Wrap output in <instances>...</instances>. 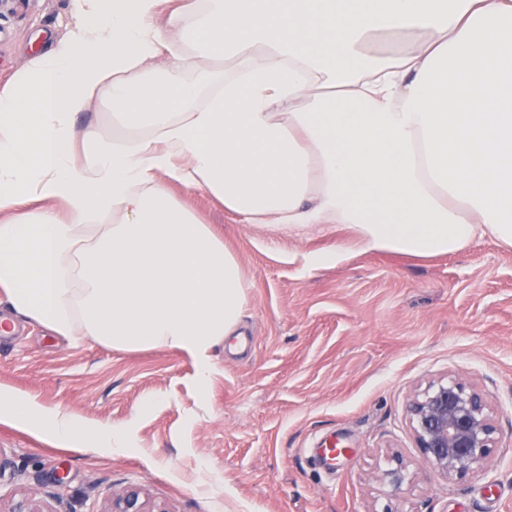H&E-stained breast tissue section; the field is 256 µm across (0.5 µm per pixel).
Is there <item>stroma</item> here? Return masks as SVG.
<instances>
[{"label": "stroma", "mask_w": 512, "mask_h": 512, "mask_svg": "<svg viewBox=\"0 0 512 512\" xmlns=\"http://www.w3.org/2000/svg\"><path fill=\"white\" fill-rule=\"evenodd\" d=\"M74 22L69 0L0 12V87ZM171 192L223 235L250 283L246 348L215 349L201 395L178 351L72 342L16 320L0 334V387L93 423L135 420V446L67 448L0 420V502L103 512L135 487L158 512H512V250L481 239L428 258L364 251L339 226L260 228L206 193ZM451 377L481 395L500 438L482 470L449 480L418 448L409 403ZM331 442L344 457L322 459ZM395 456L409 472L397 490L378 478Z\"/></svg>", "instance_id": "stroma-1"}]
</instances>
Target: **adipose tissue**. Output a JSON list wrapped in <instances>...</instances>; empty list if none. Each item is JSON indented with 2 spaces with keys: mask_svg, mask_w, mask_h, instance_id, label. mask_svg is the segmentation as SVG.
Listing matches in <instances>:
<instances>
[{
  "mask_svg": "<svg viewBox=\"0 0 512 512\" xmlns=\"http://www.w3.org/2000/svg\"><path fill=\"white\" fill-rule=\"evenodd\" d=\"M72 0L76 24L0 89V301L115 349H172L205 390L249 284L171 195L244 223L338 225L368 251L512 248V0ZM164 77L144 82L157 59ZM106 97L126 130L79 129ZM0 419L133 447L0 389Z\"/></svg>",
  "mask_w": 512,
  "mask_h": 512,
  "instance_id": "adipose-tissue-1",
  "label": "adipose tissue"
}]
</instances>
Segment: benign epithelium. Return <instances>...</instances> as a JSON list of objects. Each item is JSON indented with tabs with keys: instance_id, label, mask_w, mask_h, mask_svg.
Wrapping results in <instances>:
<instances>
[{
	"instance_id": "obj_1",
	"label": "benign epithelium",
	"mask_w": 512,
	"mask_h": 512,
	"mask_svg": "<svg viewBox=\"0 0 512 512\" xmlns=\"http://www.w3.org/2000/svg\"><path fill=\"white\" fill-rule=\"evenodd\" d=\"M415 440L426 461L444 478L482 469L499 429L480 395L455 378L429 384L409 405ZM409 479L407 466L395 458L379 480L394 489ZM106 512H150L139 491L112 498Z\"/></svg>"
}]
</instances>
